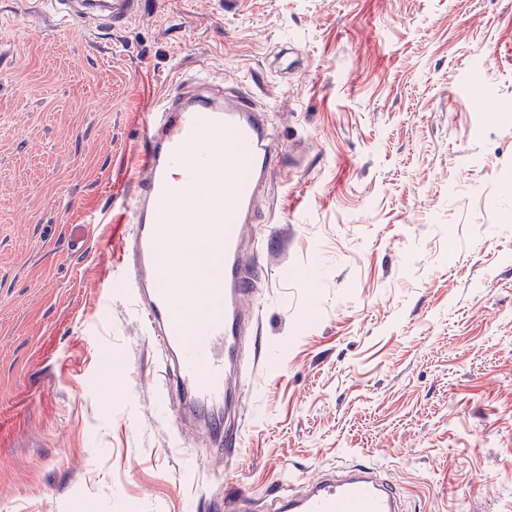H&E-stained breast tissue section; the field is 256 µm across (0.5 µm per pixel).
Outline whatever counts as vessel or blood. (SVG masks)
Masks as SVG:
<instances>
[{"instance_id":"1","label":"vessel or blood","mask_w":512,"mask_h":512,"mask_svg":"<svg viewBox=\"0 0 512 512\" xmlns=\"http://www.w3.org/2000/svg\"><path fill=\"white\" fill-rule=\"evenodd\" d=\"M144 0H40L65 23L114 30L129 24ZM165 94L136 153L131 199L110 212L127 225L118 278L130 288L162 366L163 399L179 396L183 416L206 429L235 459L244 444L243 401L234 383L244 335H259L253 301L265 275L259 261V197L286 164L268 109L246 86L222 89L209 76ZM224 161V179L211 161ZM186 256L174 265V247ZM225 512H403L376 466H342L277 484L263 502L250 492L226 500Z\"/></svg>"}]
</instances>
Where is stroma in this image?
I'll return each instance as SVG.
<instances>
[{
	"instance_id": "35a3bbf8",
	"label": "stroma",
	"mask_w": 512,
	"mask_h": 512,
	"mask_svg": "<svg viewBox=\"0 0 512 512\" xmlns=\"http://www.w3.org/2000/svg\"><path fill=\"white\" fill-rule=\"evenodd\" d=\"M202 61L297 161L262 200L294 243L232 467L160 409L128 289L99 288L124 226L72 240ZM353 462L407 512H512V0H145L117 32L0 0V512H217Z\"/></svg>"
}]
</instances>
